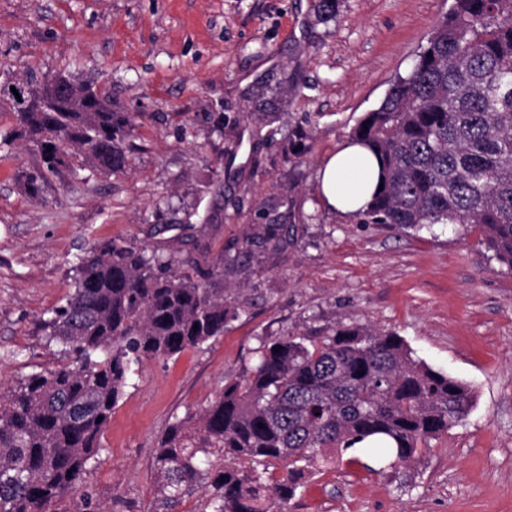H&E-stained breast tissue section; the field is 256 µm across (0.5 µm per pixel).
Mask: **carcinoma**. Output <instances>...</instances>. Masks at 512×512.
Segmentation results:
<instances>
[{
	"mask_svg": "<svg viewBox=\"0 0 512 512\" xmlns=\"http://www.w3.org/2000/svg\"><path fill=\"white\" fill-rule=\"evenodd\" d=\"M69 96L58 93L48 111L37 99L14 106L17 134L51 173L70 146L100 172L122 170L130 118L91 89L74 111ZM252 104L278 113L262 92ZM350 141L383 165L382 190L356 213L362 223L474 224L512 270V0H453L411 71ZM222 272L221 262L204 267L125 241L89 251L74 291L43 320L65 362L0 387V512H60L65 501L68 512H106L82 489L83 476L132 365L224 335L238 308L211 287ZM257 353L240 379L176 419L158 442L152 471L163 505L203 489L210 512H288L310 469L357 450L403 466L475 405L467 383L413 358L393 332L340 324L264 343ZM273 460L285 476L265 469Z\"/></svg>",
	"mask_w": 512,
	"mask_h": 512,
	"instance_id": "carcinoma-1",
	"label": "carcinoma"
}]
</instances>
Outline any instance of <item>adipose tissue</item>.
Returning a JSON list of instances; mask_svg holds the SVG:
<instances>
[{
  "mask_svg": "<svg viewBox=\"0 0 512 512\" xmlns=\"http://www.w3.org/2000/svg\"><path fill=\"white\" fill-rule=\"evenodd\" d=\"M379 159L367 148L343 143L319 170L320 191L329 207L352 214L367 206L380 185Z\"/></svg>",
  "mask_w": 512,
  "mask_h": 512,
  "instance_id": "ef3b65f1",
  "label": "adipose tissue"
}]
</instances>
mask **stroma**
I'll return each instance as SVG.
<instances>
[{"mask_svg":"<svg viewBox=\"0 0 512 512\" xmlns=\"http://www.w3.org/2000/svg\"><path fill=\"white\" fill-rule=\"evenodd\" d=\"M453 0H0V85L61 72L133 125L123 171L78 150L28 194L41 162L0 96V384L53 368L42 318L111 240L223 260L215 285L238 317L223 336L137 366L84 487L107 512H207L197 491L157 499L153 451L174 418L208 405L262 342L338 324L397 333L475 405L409 465L341 460L307 476L288 512H512V270L479 228L362 224L321 200L322 161L406 75ZM260 87L281 119L249 114ZM276 242L266 219L284 212Z\"/></svg>","mask_w":512,"mask_h":512,"instance_id":"1","label":"stroma"}]
</instances>
